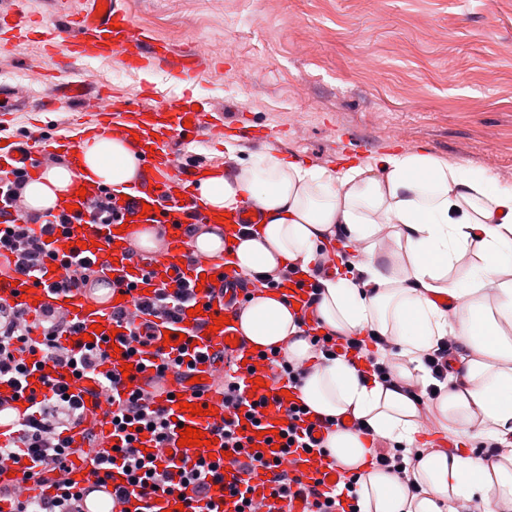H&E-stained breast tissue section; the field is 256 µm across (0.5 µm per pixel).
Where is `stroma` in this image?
<instances>
[{
    "label": "stroma",
    "mask_w": 512,
    "mask_h": 512,
    "mask_svg": "<svg viewBox=\"0 0 512 512\" xmlns=\"http://www.w3.org/2000/svg\"><path fill=\"white\" fill-rule=\"evenodd\" d=\"M154 38L204 56L190 87L163 69L129 74L118 60L42 56L18 41L0 53V81L41 93L45 73L79 77L137 98L150 85L166 99L184 90L211 99L230 126L272 129L260 145L223 144L200 132L172 143L178 163L217 164L273 153L340 173L381 167L424 149L488 171L512 187V0H120ZM88 0H0V12L47 29ZM76 105L14 113L0 137L72 138Z\"/></svg>",
    "instance_id": "stroma-1"
}]
</instances>
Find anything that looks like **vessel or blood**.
<instances>
[{
    "mask_svg": "<svg viewBox=\"0 0 512 512\" xmlns=\"http://www.w3.org/2000/svg\"><path fill=\"white\" fill-rule=\"evenodd\" d=\"M93 6L66 24L47 30L39 44L45 55L59 52L75 58L94 57L119 59L128 70H144L166 64L170 76L180 81L196 79L202 59L194 53L177 54L164 42L147 40L139 32L130 16L120 9L115 0H92ZM99 101L95 119L86 129L114 139L125 141L131 150L141 154L144 166L134 180L113 188L112 205L120 215L119 223L107 226L87 223L65 225L52 239V248L58 255H71L77 242L91 243L90 253L105 274L124 280L123 288H79L56 292L49 282L68 275L65 265H58L45 276V284L20 278L16 285L1 288L0 297L19 303L29 314L40 313L52 307L75 321L81 332H89L91 325H99L100 333L94 342L111 355L99 367L98 376L117 373L123 365H130L127 377H121L112 388L113 395L126 397L135 389L148 392L151 405L163 408L184 425L202 430L204 446H179L178 435H171L162 447H153L150 435L141 442L150 454L171 473L192 466L198 459L212 457L220 465L223 486L210 489L207 500L218 505L221 512H235L234 504L225 489L239 473L224 453L223 427L238 421L244 436L254 439L267 459L276 462L279 470L299 479L303 486H313L322 480L325 487H334L343 473L330 460L317 453L303 450L285 452L276 449L277 439L272 432L275 422L287 421L288 410L297 404L296 396L284 395L287 379H274L269 368L271 355L256 348L240 328L241 302L266 290L267 284L241 277L233 259L217 260L198 250L194 237L184 232L187 225L213 228L224 238H234L246 229L264 223L265 216L250 197H241L230 217L216 220L213 211L200 206L190 189L202 179L204 168L196 165H177L170 149L171 141L194 142L198 128L207 127L213 139L224 136V122L215 116L216 110L207 100L184 97L174 102L150 99L139 110H129L125 100L109 94H92L88 85L78 79L56 83L49 92L50 104H85L88 96ZM22 101L15 87L0 84V122L10 120ZM74 173L63 202L57 203L55 215H67L69 206L80 204L78 189L87 196L99 193L100 184L82 175V155L76 147L64 149ZM52 140L35 135L27 139L10 138L0 145V166L12 170L23 168L35 174L36 157L51 158L61 151ZM165 226L166 235L159 250L148 252L139 245L138 234L146 228ZM187 283L193 290L185 309L176 318L150 317L141 304L146 289L165 283L177 287ZM315 283L311 278L293 274L282 281L278 289L289 304L298 305V313L311 314L310 300ZM200 308V315H192V308ZM125 314L124 321L113 320V311ZM225 316L229 322L215 327L216 318ZM150 322L152 338L148 343L130 336V324ZM91 332V331H90ZM164 351L171 356H183L190 363L188 378L177 379L174 371L158 372L155 355ZM235 368L242 383L245 406L231 410L224 405V396L212 387L214 379L223 376L227 368ZM260 378L261 387H254L253 378ZM49 379L66 382L75 394H85L94 387L92 379L74 376L69 370L39 365L32 372L31 389L43 391ZM197 405L201 414L194 415L190 406ZM25 411L14 396L13 389L0 384V440L15 434ZM69 480L78 494V512H136V498H121L120 489L128 485L122 469H99L91 460L72 463ZM252 488V512H306L308 503L297 496L277 502L270 495L267 469L257 468L248 475ZM191 487L172 482L170 491L157 493L151 500L153 512H173L181 497L191 495Z\"/></svg>",
    "mask_w": 512,
    "mask_h": 512,
    "instance_id": "obj_1",
    "label": "vessel or blood"
}]
</instances>
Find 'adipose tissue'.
<instances>
[{
  "label": "adipose tissue",
  "mask_w": 512,
  "mask_h": 512,
  "mask_svg": "<svg viewBox=\"0 0 512 512\" xmlns=\"http://www.w3.org/2000/svg\"><path fill=\"white\" fill-rule=\"evenodd\" d=\"M81 153L85 175L115 187L131 181L140 163L124 141L105 136L82 141ZM71 178L65 165L36 175L25 188L31 207H51ZM194 193L204 207L224 212L247 195L266 214L235 245L245 275L289 263L310 272L327 240L341 234L361 254L365 279L324 281L321 329L394 336L400 373L416 385L430 382L421 356L438 339L451 334L463 344L466 353L451 362L433 412L441 429L470 448L493 439L504 451L491 459L470 450L424 454L415 468L424 490L416 496L396 475L373 468L370 453L377 440L415 444L417 403L362 382L345 359L315 364L279 291L252 297L243 310L241 329L254 345L310 366L298 395L311 410L327 418L351 413L371 426L368 436L334 428L325 438L336 466L358 477L360 512H449L452 502L474 498L488 512H512V188L496 185L482 168L410 150L388 156L380 169L355 166L337 175L264 154L241 163L235 181L215 173ZM444 296L457 300L454 312L439 305Z\"/></svg>",
  "instance_id": "obj_1"
}]
</instances>
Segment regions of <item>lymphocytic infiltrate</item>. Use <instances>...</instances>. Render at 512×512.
<instances>
[{"label": "lymphocytic infiltrate", "instance_id": "obj_1", "mask_svg": "<svg viewBox=\"0 0 512 512\" xmlns=\"http://www.w3.org/2000/svg\"><path fill=\"white\" fill-rule=\"evenodd\" d=\"M58 222V217L50 212L32 211L0 230V252L8 254L0 262V280L43 274L47 262L56 258L48 237ZM77 334L75 323L56 309L43 310L31 322L21 305L0 298V381L27 393L31 373L27 359L37 354L56 366L71 367L75 375L94 374L107 354L100 347L78 342ZM310 343L316 356L327 360L341 351L355 352L357 360L364 362L366 374L376 377L383 386L412 397L418 394L414 382L399 373L391 336L372 332L361 338L329 333L311 337ZM27 395L30 405L20 423V434L0 445V462L17 464L22 483L36 487L50 484L57 493H39L22 499L14 487L0 486V501H10L15 512H77V496L66 478L69 460L75 455L95 459L103 469L122 468L129 476L133 495L142 499L150 498L155 486L171 480L170 472L142 454L139 443L145 432L155 442L165 441L175 424L164 409L151 408L142 391H132L123 399L110 398L108 414L119 442L108 456L96 452V415L87 411L81 396L69 394L65 383L50 380L44 392ZM77 425L84 428L85 444L73 449L65 433ZM374 452L376 467L398 474L409 493H420V485L413 477L416 452L382 445L375 447Z\"/></svg>", "mask_w": 512, "mask_h": 512}]
</instances>
